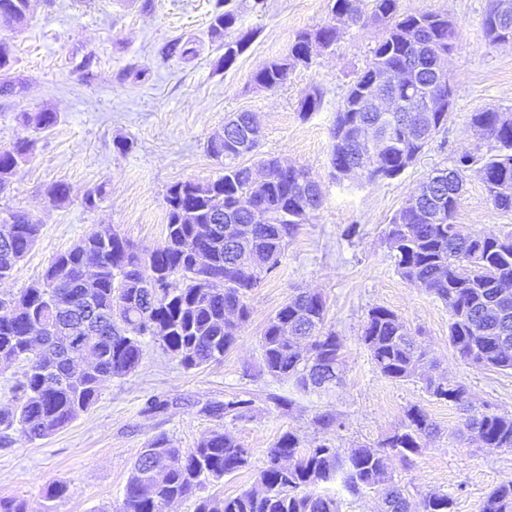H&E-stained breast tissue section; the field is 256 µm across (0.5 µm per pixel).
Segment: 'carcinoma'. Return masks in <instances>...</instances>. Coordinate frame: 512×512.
Wrapping results in <instances>:
<instances>
[{
  "mask_svg": "<svg viewBox=\"0 0 512 512\" xmlns=\"http://www.w3.org/2000/svg\"><path fill=\"white\" fill-rule=\"evenodd\" d=\"M498 0H490L484 29L492 43L512 36V14L501 16ZM36 0H0V16L24 24ZM237 22L217 0L210 32L221 37ZM371 24L379 35L365 67L355 73L336 109L331 129L330 163L336 179L376 185L399 176L445 128L450 113L439 112L425 138L413 131L398 133L377 157L360 160L369 130L383 134L396 123L390 114L371 112L362 92L372 77L395 68L407 77L396 88L411 85L425 99L436 88V50L460 46L448 16L428 9H409L401 0H332L329 21L296 34L283 58L268 61L254 75L255 86L274 89L298 64H309L303 52L309 40L332 47L353 25ZM253 38L248 31L224 41V66L233 65ZM322 92L309 90L299 101L304 119L321 110ZM19 120L37 133L52 129L58 115L44 107L20 113ZM474 134L490 146L481 158L464 152L454 159L452 180H437L412 200L406 199L387 225L385 243L397 273L448 307V345L474 365L512 370V230L486 236L454 223L466 172L478 167L493 206L512 211V195L492 194L491 185L512 183V112L485 109L470 114ZM262 137L250 112L224 121V139H211L206 152L221 173L205 183L178 181L166 192L168 224L163 244L150 249V260L118 233L91 232L58 254L41 277L19 295L0 297V366L22 365L11 387L9 403L0 407V442L16 433L27 442L45 439L67 427L97 401L114 378L136 371L145 355L143 338L151 337L187 369L219 361L237 341L251 311L248 294L279 264L288 239L322 206V191L306 180L302 167L276 157L253 166L239 163ZM36 140L18 138L0 147V194ZM259 209L263 220L256 219ZM12 219V232L0 235V280L9 279L35 247L41 225L18 210L0 211ZM209 256L207 268L195 262V249ZM166 271L170 279L153 286L147 269ZM322 295L291 294L267 321L260 336V372L293 380L304 390L328 391L342 381L343 339L325 324ZM81 324L92 334L83 349L93 365L79 372L65 343ZM360 340L376 370L391 381L418 379L437 400L466 406L465 388L430 374L427 352L416 346L410 329L392 310H369ZM255 406L250 392L234 394L211 405L218 421L247 419ZM438 433L427 412L414 405L401 425L375 444L348 453L324 440L301 448L292 431L283 433L267 453L255 484L232 498L198 497L196 512H339L336 499L319 486L341 482L353 495L382 485L384 512H453L446 493L431 491L418 500L394 482L391 462L410 464L426 441ZM459 434L488 448L512 450V415L490 409L466 413ZM250 465V453L219 425L194 448H179L168 437L149 440L132 463L116 512H163L168 502L196 496L208 484ZM0 512H29L26 500L0 496ZM478 512H512V480L495 486Z\"/></svg>",
  "mask_w": 512,
  "mask_h": 512,
  "instance_id": "obj_1",
  "label": "carcinoma"
}]
</instances>
